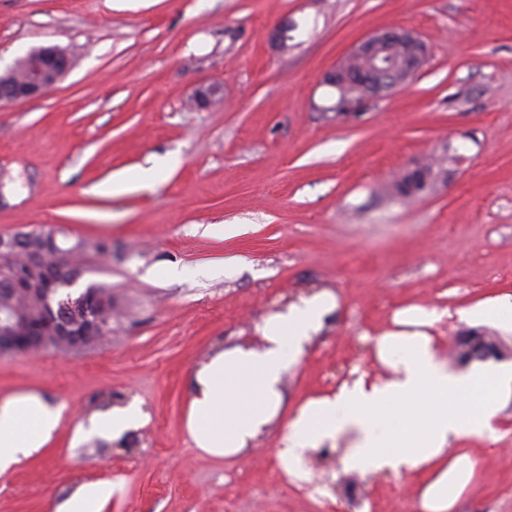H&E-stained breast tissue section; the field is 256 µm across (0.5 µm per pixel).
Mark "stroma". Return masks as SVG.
<instances>
[{
	"label": "stroma",
	"mask_w": 512,
	"mask_h": 512,
	"mask_svg": "<svg viewBox=\"0 0 512 512\" xmlns=\"http://www.w3.org/2000/svg\"><path fill=\"white\" fill-rule=\"evenodd\" d=\"M291 23L286 46L268 34ZM404 28L427 59L355 119L322 108L323 82L373 31ZM72 50L45 96L0 101V235L42 225L64 244L111 240L83 284L118 298L94 349L0 356V402L61 407L51 441L0 473V512H67L86 486L95 512H416L411 477L345 471L346 441L284 477L286 421L306 400L382 373L373 337L408 307L450 369L467 331L512 333L458 309L512 296V0H0V73L31 49ZM224 97L198 110L200 84ZM433 164L431 187L393 195ZM241 227L224 240L213 229ZM232 260L213 278L157 270ZM331 293L335 307L285 378L278 416L248 452L217 457L187 428L195 374L247 341L281 299ZM139 403L141 426L94 433ZM459 512H512V399ZM435 320H437V314L434 310L413 307L396 316L394 323L400 326H426Z\"/></svg>",
	"instance_id": "1"
}]
</instances>
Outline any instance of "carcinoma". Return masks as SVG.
Returning <instances> with one entry per match:
<instances>
[{"mask_svg": "<svg viewBox=\"0 0 512 512\" xmlns=\"http://www.w3.org/2000/svg\"><path fill=\"white\" fill-rule=\"evenodd\" d=\"M432 174V167L427 165L415 170V176H402L394 186L395 193L402 198H409L423 191ZM54 229L31 230L21 234L23 240L19 247L0 253V271L13 274L11 278L0 276V316L8 318L14 325H22L43 340L41 350H53L67 353L68 340L56 335L54 316L45 310L41 298L25 289V282L30 276L27 266V254L30 246L53 236ZM92 249L99 257L112 258V243L98 241L89 246L82 242L63 249L50 250L45 254V261L50 269L62 268L66 273L82 278L87 272L85 252ZM89 309L97 316L98 323L93 330L81 337L79 350L92 349L104 343L112 335V313L116 310V299L112 289L97 285L88 298ZM499 338L486 336L479 331H470L458 340L462 347L460 356L465 359L478 358L484 350L495 345Z\"/></svg>", "mask_w": 512, "mask_h": 512, "instance_id": "1", "label": "carcinoma"}]
</instances>
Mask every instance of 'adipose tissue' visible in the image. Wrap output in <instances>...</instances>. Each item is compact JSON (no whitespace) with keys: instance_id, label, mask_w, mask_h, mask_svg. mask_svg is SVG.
Masks as SVG:
<instances>
[{"instance_id":"ef3b65f1","label":"adipose tissue","mask_w":512,"mask_h":512,"mask_svg":"<svg viewBox=\"0 0 512 512\" xmlns=\"http://www.w3.org/2000/svg\"><path fill=\"white\" fill-rule=\"evenodd\" d=\"M333 297L321 293L283 305L264 319L260 343L217 353L197 374L188 429L196 445L231 457L252 447L276 417L288 371L300 364L321 330ZM435 311L413 307L395 318L396 330L374 340L382 376H359L336 393L309 399L287 423L289 472L304 468L305 453L347 439V471L420 474L418 512H454L471 485L476 459L449 455L454 440H496L512 367L449 369L423 328ZM59 407L28 394L0 405V472L44 447L55 434Z\"/></svg>"}]
</instances>
